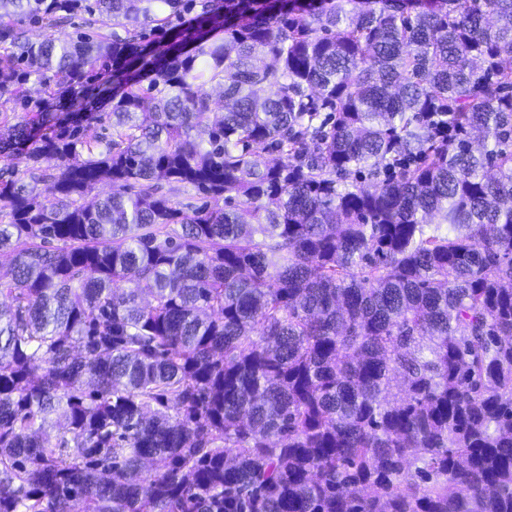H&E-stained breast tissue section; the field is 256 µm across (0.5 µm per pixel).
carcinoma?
<instances>
[{"label":"carcinoma","mask_w":512,"mask_h":512,"mask_svg":"<svg viewBox=\"0 0 512 512\" xmlns=\"http://www.w3.org/2000/svg\"><path fill=\"white\" fill-rule=\"evenodd\" d=\"M5 91L0 512H512V0H0Z\"/></svg>","instance_id":"obj_1"}]
</instances>
